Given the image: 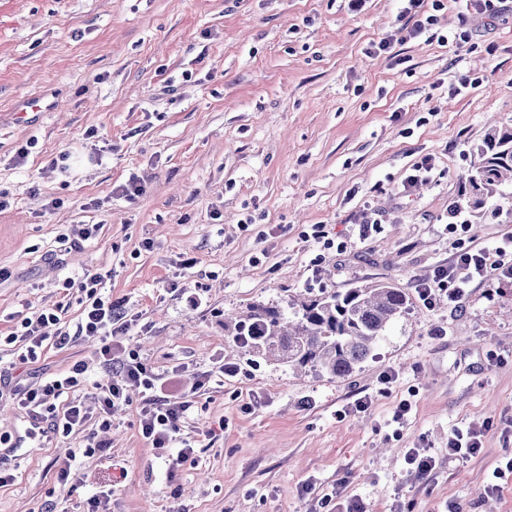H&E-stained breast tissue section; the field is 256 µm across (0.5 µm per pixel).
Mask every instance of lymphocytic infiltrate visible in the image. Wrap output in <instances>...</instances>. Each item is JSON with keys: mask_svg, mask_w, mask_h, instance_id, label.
Masks as SVG:
<instances>
[{"mask_svg": "<svg viewBox=\"0 0 512 512\" xmlns=\"http://www.w3.org/2000/svg\"><path fill=\"white\" fill-rule=\"evenodd\" d=\"M497 276H512V235L492 250L472 247L458 252L450 264L436 269L432 282L419 284L416 290L424 304H434L444 295L449 306L456 308L467 296L471 283ZM64 285L78 289L84 296L75 331L62 328L61 308L54 305L21 316L7 336V343L19 344L32 357L44 342L62 348L80 340L89 344L103 365H111L113 350L123 347L131 329L121 302L102 295L104 278L97 273L87 272L80 278L66 279ZM87 370V362L80 361L66 374L42 375L36 381L12 387L10 394L25 416L46 423L50 431L68 436L82 432L94 420L99 421L101 428H110L112 413L133 403L129 388L139 389L141 434L154 452L157 467L170 475L183 463L198 457L194 442L182 438L180 432L196 406L200 389L210 378L224 380L240 373L238 365L222 362L211 371L195 376L184 390L172 393L162 375L155 373L138 351L132 349L119 366V379L98 384L96 402L89 407L74 396Z\"/></svg>", "mask_w": 512, "mask_h": 512, "instance_id": "f902f5d3", "label": "lymphocytic infiltrate"}]
</instances>
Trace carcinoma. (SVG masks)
<instances>
[{
  "instance_id": "cac0c4a2",
  "label": "carcinoma",
  "mask_w": 512,
  "mask_h": 512,
  "mask_svg": "<svg viewBox=\"0 0 512 512\" xmlns=\"http://www.w3.org/2000/svg\"><path fill=\"white\" fill-rule=\"evenodd\" d=\"M467 182L468 204L476 209L512 185V127L488 125ZM408 305L409 294L398 286L355 284L284 307L251 306L244 315L224 319V329L265 359L345 377L372 355Z\"/></svg>"
}]
</instances>
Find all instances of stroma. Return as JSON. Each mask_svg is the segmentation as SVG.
Wrapping results in <instances>:
<instances>
[{
    "label": "stroma",
    "instance_id": "35a3bbf8",
    "mask_svg": "<svg viewBox=\"0 0 512 512\" xmlns=\"http://www.w3.org/2000/svg\"><path fill=\"white\" fill-rule=\"evenodd\" d=\"M444 4L436 30L467 26L465 48L398 41L400 0L359 13L346 0H0V267L11 273L0 335L11 314L57 303L75 326L80 294L62 283L91 271L163 377L219 359L241 368L206 383L183 431L200 458L176 482L152 469L131 405L107 431L48 433L19 453L0 512H76L105 489L110 512H307L309 480L323 494L347 482L366 512H512V476H492L512 457V279L474 283L459 310L414 294L457 249L512 234V187L466 206L489 120L512 125V12ZM384 37L399 60L365 55ZM464 75L472 86L450 95ZM424 158L429 182L406 188ZM132 175L143 192L129 201L119 188ZM455 205L465 222L451 231ZM363 222L378 226L364 241ZM72 224L101 231L65 251L58 236ZM356 282L411 298L348 377L295 372L224 330L227 313ZM80 360L90 366L76 395L92 403L111 374L80 341L28 362L0 345V389ZM364 396L371 407L353 411ZM402 399L413 409L397 429ZM483 420L481 453L449 460L450 432ZM70 448L78 479L61 482L53 464ZM412 448L438 461L428 481L405 462Z\"/></svg>",
    "mask_w": 512,
    "mask_h": 512
}]
</instances>
